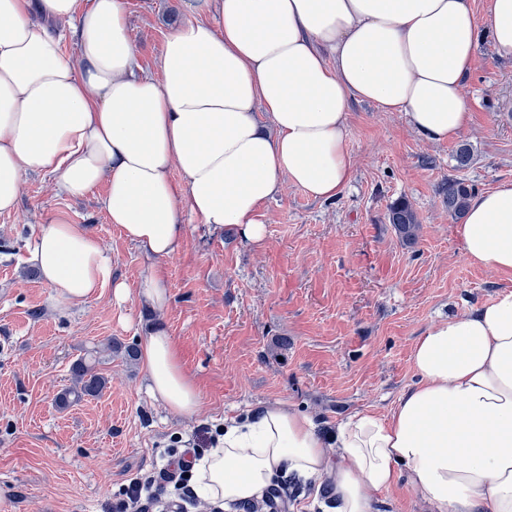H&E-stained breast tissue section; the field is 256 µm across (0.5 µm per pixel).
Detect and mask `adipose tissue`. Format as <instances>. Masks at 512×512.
<instances>
[{"instance_id":"obj_1","label":"adipose tissue","mask_w":512,"mask_h":512,"mask_svg":"<svg viewBox=\"0 0 512 512\" xmlns=\"http://www.w3.org/2000/svg\"><path fill=\"white\" fill-rule=\"evenodd\" d=\"M187 12L156 79L137 70L126 0H0V214L32 173L69 199L102 185L109 223L151 263L129 290L90 231L55 213L28 247L54 303L108 294L165 309L161 263L181 250L185 218L262 245L283 182L319 201L349 184L352 99L445 141L471 122L462 82L479 28L512 55V0H488L481 17L471 0H188ZM460 235L470 263L512 279V181L470 200ZM141 346L151 397L193 413L172 336L158 328ZM411 359L417 383L388 416L340 424L337 456L307 414L262 407L195 462L200 492L258 498L286 464L326 477L336 512H373L402 482L432 512H512V286L428 326Z\"/></svg>"}]
</instances>
